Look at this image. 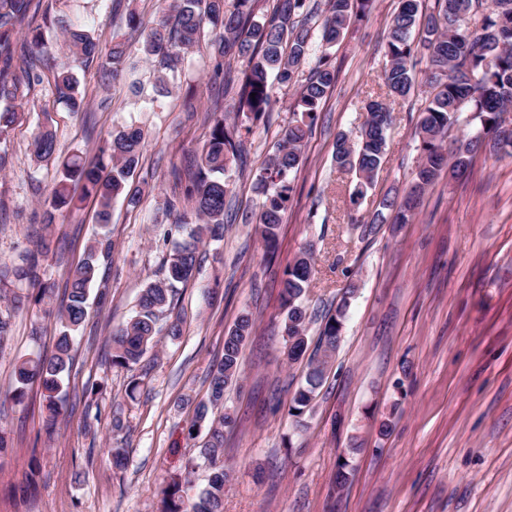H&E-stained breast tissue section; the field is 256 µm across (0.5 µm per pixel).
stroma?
Here are the masks:
<instances>
[{"label":"stroma","mask_w":512,"mask_h":512,"mask_svg":"<svg viewBox=\"0 0 512 512\" xmlns=\"http://www.w3.org/2000/svg\"><path fill=\"white\" fill-rule=\"evenodd\" d=\"M396 7L397 0H375L330 49L336 82L302 147L270 253L255 230L261 198L254 181L295 103L292 90L274 87L272 112L250 124L242 166L225 175L232 217L223 239L201 246L193 277L178 285L172 311L159 322L157 346L129 370L111 363L112 333L134 315L181 239L168 205L187 209L185 174L209 135L210 111L221 105L234 124V97L223 94L216 62L203 48L167 72L164 94L155 64L145 61L129 78L77 68L80 112L58 100L51 70H40L24 90L21 117L0 141L9 157L0 172V265L20 263L38 236L49 235L40 280L55 293L44 307L28 299L27 288H0V299L25 298L0 355V432L8 442L0 452V512H159L175 475L194 497L211 472L200 458L205 431H189L194 406L207 398L209 371L244 311L254 328L242 348L241 378L224 391V407L236 419L224 435V512H512V157L483 151L466 177L440 175L411 223L382 224L368 236L354 229L352 218L370 221L388 192L405 193L414 179L415 128L429 96L421 60L414 93L394 105L386 160L359 203L350 201L352 175L332 161L337 133H357L367 101L385 93L384 45ZM32 9L48 53L69 62L56 19L107 44L131 38L129 13L154 21L159 0H32ZM44 124L56 135V153L38 161L29 144ZM131 125L145 136L129 178L141 192L139 205L116 199L111 223L101 225L95 199L77 185L75 207L48 219L63 160L76 152L94 160L90 132L105 136ZM102 239L112 251L98 259L66 400L53 419L39 385L29 386L23 402L14 400L13 364L52 354L60 289ZM306 249L316 269L302 298L310 342L318 340L326 309L343 300L348 307L329 378L300 431L288 405L305 364L285 353L280 283ZM175 319L182 328L176 339L165 332ZM133 380L139 388L131 398ZM116 418L122 431L112 429ZM387 419L392 429L383 436ZM116 444L128 450L122 471L111 463ZM343 456L351 476L339 487L334 476ZM189 458L198 464L188 473Z\"/></svg>","instance_id":"1"}]
</instances>
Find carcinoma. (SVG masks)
Instances as JSON below:
<instances>
[{
    "instance_id": "cac0c4a2",
    "label": "carcinoma",
    "mask_w": 512,
    "mask_h": 512,
    "mask_svg": "<svg viewBox=\"0 0 512 512\" xmlns=\"http://www.w3.org/2000/svg\"><path fill=\"white\" fill-rule=\"evenodd\" d=\"M256 2L236 0V7L226 10L224 0H160L161 16L157 20L146 25L131 13L128 27L137 34L141 53L157 59L162 70L175 69L188 51L200 46L205 26L221 30L219 37L208 43V50L217 61L232 55L246 59L247 65L239 73L230 67L224 69V89L236 90V111L249 120H257L272 111L273 84L296 90L294 119L283 131L255 182L256 192L263 197L255 224L265 248L272 251L278 243L293 174L300 164L302 143L316 122L319 104L336 82V70L329 64L327 49L343 39L352 16L365 15L373 0H326L327 16L320 29V44L326 52L318 57L304 81L299 79V73L314 43L311 25L316 17L314 6L309 0H276L272 12L259 17L255 14ZM30 5L31 0H0V58L10 61L18 54L24 59L23 66L0 71V136L18 119L15 101L31 85L41 67L56 68V92L71 111L79 112L83 108L78 81L70 65H57L45 57L41 28H31L25 40H17L16 34ZM422 20L425 21L423 34L416 41L412 33ZM57 24L82 63L97 61L105 74L115 78L124 73L130 58L126 42L114 40L107 47L93 35L71 28L63 19ZM421 53L426 57V83L431 92L415 130L420 157L413 185L401 202L388 196L383 199L381 209L364 227V235L387 220L385 209L395 212L393 223H410L417 198L425 194L447 167L448 175L463 176L478 149L485 147L495 154L512 156V125L505 124L502 118L503 113L512 111V0H433L426 13L422 0H398L384 46L383 81L388 95L395 98L411 95L416 86L414 68ZM466 104L471 107L473 119L480 122V129L471 138L459 141L450 164L443 143ZM367 112L359 135L352 139L345 133L338 134L333 152L336 167L352 172L356 178L351 194L355 204L373 185L385 158L387 131L393 124V111L383 102L369 103ZM211 117L212 126L200 162L184 187V196L193 203L195 227L174 245L164 277L143 290L136 315L113 333L112 364L117 367H134L148 349L156 346V323L172 303L174 285L192 275L205 239L219 240L224 236L229 191L224 175L233 163L241 160L242 133H250V127H245L243 132L230 131L224 125L223 112L214 111ZM142 143V130L134 127L99 138V159L112 162L105 177L101 176L98 165L80 155L71 156L63 164L62 179L52 189L53 206L61 208L73 201L69 190L73 181L83 182L86 193L98 200L101 224L110 222L112 200L122 194L129 205L137 206L141 193L127 188V178L139 162ZM31 150L40 161L51 159L56 150L52 131H39L31 142ZM110 249L109 240L97 242L89 249L88 257L70 271L66 299L57 312L61 329L55 352L49 357L15 362L13 398L16 401H22L28 386L38 380L44 390L46 408L53 417L59 414L56 398L62 389L63 374L69 369L71 332L82 325L87 315L89 287L97 278V253ZM49 251L50 240L43 236L36 242V255L29 263L0 266V285L36 286V301L50 298L52 289L39 286L37 273V255ZM313 275L312 253L306 250L288 266L281 282L284 330L291 362L300 359L307 350V312L302 297ZM345 309L343 304L324 316L320 341L306 366L304 383L290 400V416L299 425L311 410L336 354ZM253 327L252 316L242 313L225 334L223 357L209 372L208 401L197 407L195 424L208 422L207 440L201 450L211 464L208 484L190 499L183 496L181 482L171 479L163 490L161 512H223L224 429L232 427L234 419L227 411L210 421L207 416L209 409L224 406V389L238 379L241 350Z\"/></svg>"
}]
</instances>
